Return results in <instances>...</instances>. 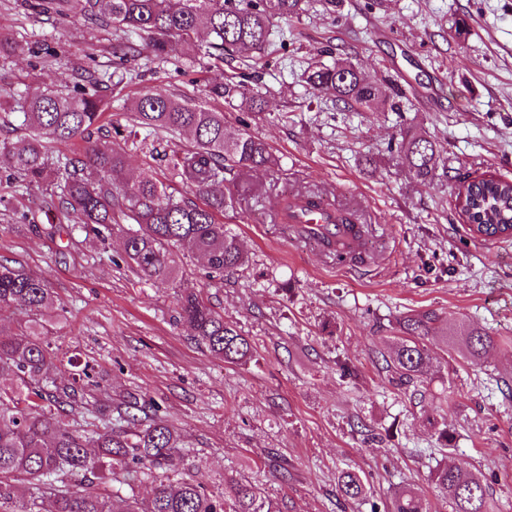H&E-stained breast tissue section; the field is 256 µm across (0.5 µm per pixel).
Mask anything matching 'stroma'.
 <instances>
[{
	"mask_svg": "<svg viewBox=\"0 0 512 512\" xmlns=\"http://www.w3.org/2000/svg\"><path fill=\"white\" fill-rule=\"evenodd\" d=\"M39 2L0 0V36L12 43L0 51V143L18 148L28 137L21 95L70 91L90 71L105 75L110 104L92 139L116 143L132 103L157 90L205 102L224 113L228 134L248 128L278 160L229 182L223 222L249 263L218 286L197 258L185 259L175 283L141 280L113 262L121 237L102 244L69 232L49 189L23 192L0 169V262L41 276L58 302L45 314L48 341L68 358L57 385L86 364L98 383L88 400L109 410L157 403L189 447L190 478L214 492L227 478L249 480L280 512L383 510L404 484L431 496L432 512H451L428 485L443 457L483 475L492 512H512V240L471 237L453 198L469 177L512 179V0H342L333 13L306 0L299 17L274 23L284 46L259 68L265 112L245 126L204 83L240 71L247 57L205 71L177 42L167 58L120 65L119 32L88 22L77 0L61 14L40 12ZM341 55L400 112H340L309 94L304 70ZM404 128L435 140L433 181L414 178L398 157ZM284 189L319 191L356 211L375 238L364 263L337 265L285 234L272 219ZM187 288L250 339L249 361L225 363L176 323ZM426 311L440 332L478 328L498 346L473 363L440 332L430 336L419 396L391 382L383 357L399 340L396 317ZM344 361L354 376H342ZM440 423L454 435L445 454ZM347 468L365 477V498L339 493Z\"/></svg>",
	"mask_w": 512,
	"mask_h": 512,
	"instance_id": "35a3bbf8",
	"label": "stroma"
}]
</instances>
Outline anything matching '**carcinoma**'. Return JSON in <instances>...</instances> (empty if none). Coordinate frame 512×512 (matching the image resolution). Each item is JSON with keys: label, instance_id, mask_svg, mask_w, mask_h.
Returning a JSON list of instances; mask_svg holds the SVG:
<instances>
[{"label": "carcinoma", "instance_id": "carcinoma-1", "mask_svg": "<svg viewBox=\"0 0 512 512\" xmlns=\"http://www.w3.org/2000/svg\"><path fill=\"white\" fill-rule=\"evenodd\" d=\"M81 2L86 19L124 33L118 55L122 65L144 49L163 58L175 40L211 66L242 50L262 54L273 20L295 17L304 5V0ZM136 36L146 38L145 44H137ZM100 84L90 74L72 95L51 89L27 94L22 125L29 140L17 150L0 147L8 169L29 187L46 183L57 188L60 214L85 236L103 240L115 229L121 232L124 260L139 278L153 284L173 282L182 259L198 255L205 261L208 280L224 281L247 262L237 237L218 219L232 206L225 173L274 165L267 144L246 129L227 134L222 112L148 92L133 104L136 128L115 135L125 142L136 139L140 129L171 137L192 135V144L179 152L170 154L158 144L150 150L152 159L165 163L186 191L177 197L149 173L129 181L124 178V149L89 137L104 116ZM306 84L313 94L347 109L377 112L385 104L380 88L345 59L308 70ZM205 92L248 115L265 107L262 91L246 72L209 82ZM77 139L82 145L76 156L51 167L49 144ZM397 147L416 179H435L440 155L434 141L407 130ZM301 204L308 209L323 206L321 195L308 190L279 197L274 210L286 218ZM456 206L478 233L492 239L512 237V180H467ZM336 215L337 223L348 225L356 236L366 232L354 212L338 209ZM53 306L44 279L21 265L0 263V312L37 314ZM177 314L215 357L233 364L252 358L250 341L200 294L182 296ZM436 321L433 312L397 319L404 338L387 369L399 384L421 382L429 361L425 340L436 331ZM442 336L453 337L458 350L473 361L497 344L495 337L477 329L444 331ZM56 358L36 320L20 322L13 330L0 328V512H278L249 481L227 478L220 495L180 476L185 444L159 409H118L114 418L86 400L79 380L63 387L55 384L50 373ZM145 478L154 489L143 504L134 484ZM429 481L437 496L450 501L453 512H490L489 486L476 473L443 464L432 470ZM337 485L349 499L366 494L365 478L354 470L341 472ZM392 512H430V506L424 495L400 486Z\"/></svg>", "mask_w": 512, "mask_h": 512}]
</instances>
